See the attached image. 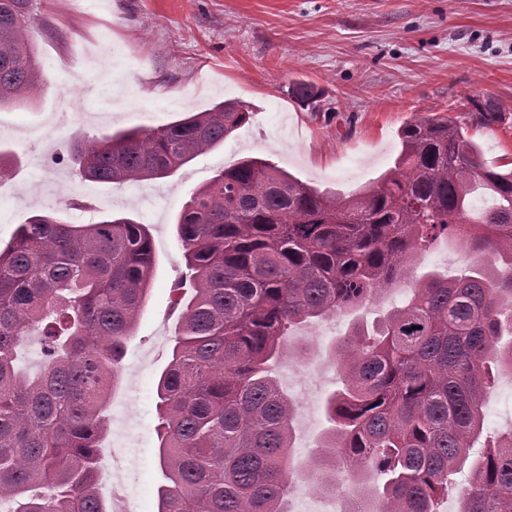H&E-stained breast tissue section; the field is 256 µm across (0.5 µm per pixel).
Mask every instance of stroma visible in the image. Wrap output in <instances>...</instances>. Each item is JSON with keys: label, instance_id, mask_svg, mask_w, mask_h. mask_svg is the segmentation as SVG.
Returning <instances> with one entry per match:
<instances>
[{"label": "stroma", "instance_id": "stroma-1", "mask_svg": "<svg viewBox=\"0 0 512 512\" xmlns=\"http://www.w3.org/2000/svg\"><path fill=\"white\" fill-rule=\"evenodd\" d=\"M35 38L44 73L36 101L0 110V151L19 159L0 179V245L35 212L71 224L113 213L147 225L156 269L109 396L101 472L137 475V512H157L156 383L181 313L172 286L183 270L175 221L185 201L218 167L246 156L346 197L392 166L398 132L412 119L455 118L477 95L512 113V0H43ZM305 81L319 95L312 109L294 96ZM223 101L245 105L249 122L171 177L119 185L81 180L73 169L75 138L162 126ZM65 103L72 118L60 127L54 117ZM470 134L488 163L512 162V121ZM464 264L442 237L415 257L409 275L452 277ZM403 300L393 288L282 337L274 372L288 396L297 398L309 369L320 376L312 410L295 415L296 465L330 427L325 402L342 386L332 343ZM124 421L141 450L132 462L113 433ZM511 431L512 371L498 369L483 434Z\"/></svg>", "mask_w": 512, "mask_h": 512}]
</instances>
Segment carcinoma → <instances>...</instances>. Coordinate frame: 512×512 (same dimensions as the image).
Instances as JSON below:
<instances>
[{
    "label": "carcinoma",
    "instance_id": "carcinoma-1",
    "mask_svg": "<svg viewBox=\"0 0 512 512\" xmlns=\"http://www.w3.org/2000/svg\"><path fill=\"white\" fill-rule=\"evenodd\" d=\"M38 0H0V108L34 104L43 71L30 39ZM459 118L399 131L401 151L363 190L336 197L255 157L215 171L177 218L184 261L171 360L157 382L163 475L157 512H287L295 469L292 401L272 375L294 324L353 309L398 283L441 236L472 260L429 272L373 329L334 347L345 384L307 480L369 471L365 512H438L448 477L470 467L457 512H512V432L482 433L491 365L512 370V169L486 165L474 127L508 120L490 97ZM222 102L153 128L78 140L90 182L163 179L248 122ZM488 194L472 216L473 195ZM149 229L109 215L65 224L37 213L0 246V504L9 512H108L99 454L109 391L154 276ZM37 337L42 366L17 363ZM511 340L502 342L503 337Z\"/></svg>",
    "mask_w": 512,
    "mask_h": 512
}]
</instances>
